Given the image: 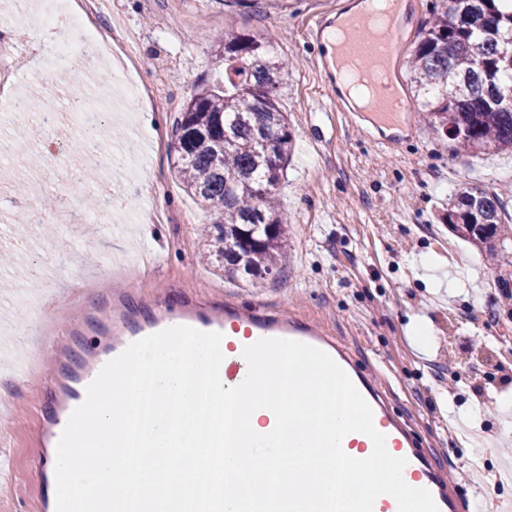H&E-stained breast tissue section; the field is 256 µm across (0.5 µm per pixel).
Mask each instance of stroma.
Segmentation results:
<instances>
[{
    "mask_svg": "<svg viewBox=\"0 0 512 512\" xmlns=\"http://www.w3.org/2000/svg\"><path fill=\"white\" fill-rule=\"evenodd\" d=\"M333 0H97L88 22L120 26L135 55L140 84L150 97L128 99L110 71L72 63L50 68L39 35L8 28L13 46L8 91L35 93L38 112L56 122L38 126L37 114L0 112V144L27 142L30 160L12 174L0 151V248L24 253L21 267L0 265V512H39L40 478L29 462L36 451L37 375L46 358L38 343L43 321L79 293L83 308H103L113 289L135 293L134 314L180 294L223 291L237 303L258 301L314 322L346 341L363 369L391 389L393 410L413 422L419 447L439 449L445 469L469 471L475 483H496L484 495L464 491V512H512V452L499 438L500 415L485 414L477 429L449 425L441 395L455 407L512 392V256L487 261L484 252L438 223L457 185L499 188L512 212V153L471 156L456 150L412 115L413 129L384 143L368 121L351 125L326 96L324 42L307 35L310 18ZM268 40L287 61L280 107L294 146L278 192L287 220L283 269L261 287L225 279L202 264L207 243L183 221L193 199L175 168L172 131L188 101L224 81L218 59L225 29ZM158 125L151 137L145 122ZM71 153L63 169L44 167L40 155ZM112 207L110 229L66 224L48 232L30 211L48 196L54 213L80 210L97 196ZM433 254L443 273L471 276L468 292L432 295L407 263ZM427 317L437 344L419 355L408 336L416 316ZM496 344H489V337Z\"/></svg>",
    "mask_w": 512,
    "mask_h": 512,
    "instance_id": "obj_1",
    "label": "stroma"
}]
</instances>
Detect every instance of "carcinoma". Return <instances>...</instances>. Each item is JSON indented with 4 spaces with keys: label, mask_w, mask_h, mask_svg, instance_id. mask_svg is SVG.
I'll return each instance as SVG.
<instances>
[{
    "label": "carcinoma",
    "mask_w": 512,
    "mask_h": 512,
    "mask_svg": "<svg viewBox=\"0 0 512 512\" xmlns=\"http://www.w3.org/2000/svg\"><path fill=\"white\" fill-rule=\"evenodd\" d=\"M222 59L224 88L198 92L176 122V169L210 213L204 263L257 285L278 275L286 256L276 198L293 142L279 103L287 64L264 39L229 29ZM408 74L428 123L458 149L512 150V0H433ZM504 215L497 191L463 183L440 220L497 260L512 242Z\"/></svg>",
    "instance_id": "1"
}]
</instances>
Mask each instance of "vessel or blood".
<instances>
[{
	"label": "vessel or blood",
	"mask_w": 512,
	"mask_h": 512,
	"mask_svg": "<svg viewBox=\"0 0 512 512\" xmlns=\"http://www.w3.org/2000/svg\"><path fill=\"white\" fill-rule=\"evenodd\" d=\"M344 27L346 37L338 42L333 68L325 69L328 79L326 91L331 99L343 100L333 72L334 67L357 63L370 76L381 81L372 106L375 124L393 125L408 117L409 101L395 82L394 59L401 40L400 26L380 33L366 28L360 14H347ZM115 306L111 319L104 321L107 340L99 347L87 350L78 345V338L88 323L85 312H77L68 324L57 327V335L66 339L65 346L45 342V349L64 348V360L53 368L52 378L61 384L60 397L52 404L38 403V427L41 443L57 444L72 411L83 403L86 389L102 367L120 355L130 344L172 326H190L202 332L221 334L224 354V382L234 383L246 365L243 350L263 338H281L302 342L327 353L348 375L352 383L370 405L376 429L387 442L402 451L406 461V479L415 488L431 492L439 512H459L461 498L449 483L445 470L436 461L433 452L418 448L408 426L391 410L386 396L363 371L353 353L323 327L300 319L279 314L275 309L258 304L245 307L233 301H215L200 304L185 299L177 304H163L145 320L128 317L126 306L130 302L127 290L113 294Z\"/></svg>",
	"instance_id": "1"
}]
</instances>
